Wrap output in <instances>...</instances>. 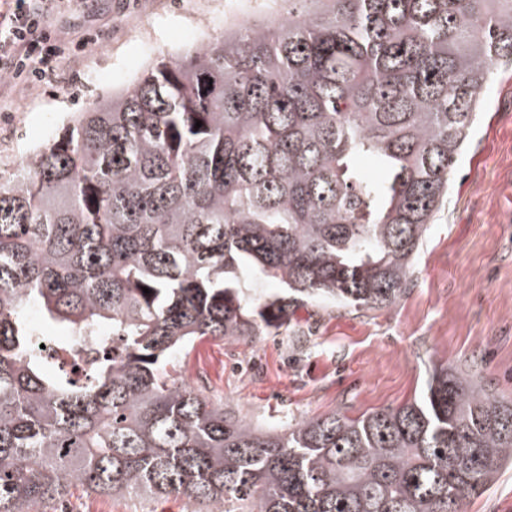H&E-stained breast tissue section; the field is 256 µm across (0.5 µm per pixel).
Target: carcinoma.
Returning <instances> with one entry per match:
<instances>
[{"label": "carcinoma", "mask_w": 512, "mask_h": 512, "mask_svg": "<svg viewBox=\"0 0 512 512\" xmlns=\"http://www.w3.org/2000/svg\"><path fill=\"white\" fill-rule=\"evenodd\" d=\"M511 64L512 0H288L75 113L0 179V512L73 486L188 512H466L512 465V399L476 373L439 364L410 402L275 432L166 366L310 302L396 305ZM30 306L62 331L48 347Z\"/></svg>", "instance_id": "carcinoma-1"}]
</instances>
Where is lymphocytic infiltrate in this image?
Here are the masks:
<instances>
[{
  "mask_svg": "<svg viewBox=\"0 0 512 512\" xmlns=\"http://www.w3.org/2000/svg\"><path fill=\"white\" fill-rule=\"evenodd\" d=\"M0 11V97L13 86H36L58 79L61 58H84L97 36L50 25L63 11L88 8L90 0H6Z\"/></svg>",
  "mask_w": 512,
  "mask_h": 512,
  "instance_id": "1",
  "label": "lymphocytic infiltrate"
}]
</instances>
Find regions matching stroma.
Wrapping results in <instances>:
<instances>
[{
  "label": "stroma",
  "mask_w": 512,
  "mask_h": 512,
  "mask_svg": "<svg viewBox=\"0 0 512 512\" xmlns=\"http://www.w3.org/2000/svg\"><path fill=\"white\" fill-rule=\"evenodd\" d=\"M282 0H98L54 18L97 33L80 65L58 64L72 84L15 89L0 116V173L57 137L71 113L120 91L160 58L208 40L211 27L264 24ZM274 336L205 340L176 368L212 401L262 429L335 411L356 417L417 397L434 367L476 366L497 396L512 398V68L502 67L488 107L449 177L448 194L415 260L408 293L394 307L354 311L326 303L297 310ZM68 512H185L182 500L108 498L71 488ZM467 512H512V468L467 505Z\"/></svg>",
  "instance_id": "obj_1"
}]
</instances>
